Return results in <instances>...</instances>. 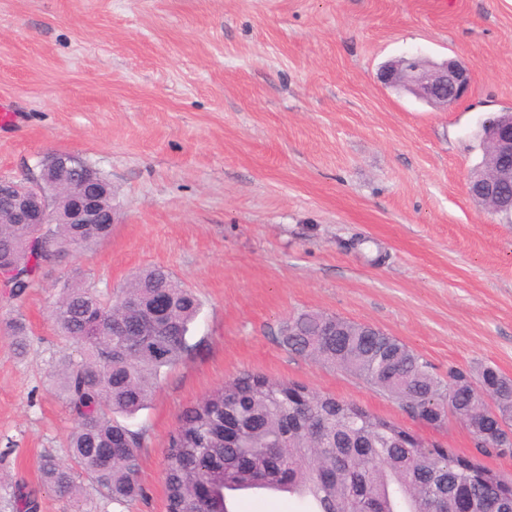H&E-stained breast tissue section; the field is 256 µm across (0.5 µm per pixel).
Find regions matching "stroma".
Here are the masks:
<instances>
[{"mask_svg":"<svg viewBox=\"0 0 512 512\" xmlns=\"http://www.w3.org/2000/svg\"><path fill=\"white\" fill-rule=\"evenodd\" d=\"M416 54L472 68L440 110L383 87ZM0 176L70 152L112 185L111 235L66 255L20 298L24 355L0 337V512H76L38 462L73 425L52 378L67 346L57 280L106 290L170 269L201 303L194 351L129 423L147 433L144 498L166 512L164 449L180 414L243 371L309 385L457 454L470 432L413 418L353 374L299 357L279 327L303 311L373 325L449 368L512 378V221L468 178L483 123L512 109V0H0Z\"/></svg>","mask_w":512,"mask_h":512,"instance_id":"35a3bbf8","label":"stroma"}]
</instances>
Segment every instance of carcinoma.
<instances>
[{
    "mask_svg": "<svg viewBox=\"0 0 512 512\" xmlns=\"http://www.w3.org/2000/svg\"><path fill=\"white\" fill-rule=\"evenodd\" d=\"M112 231L110 224L0 223V270L16 297L62 253L81 250ZM201 304L164 266L145 269L115 290L100 291L76 272L60 281L52 316L72 350L56 375L73 417L68 462L51 455L38 465L41 482L77 502L78 512H102L82 497L88 479L107 505L126 507L144 494L138 481L144 432L120 422L152 399L166 369L190 351V328ZM17 353L29 334L19 318L0 323ZM290 352L341 368L392 396L408 414L434 427L453 411L479 438L501 437L512 424V379L490 367L479 381L497 404L492 413L471 375L448 369V379L395 337L352 321L305 311L283 323ZM241 435L224 437V417ZM166 512H232L235 492L267 489L297 495L312 512H512V480L476 457L425 444L411 431L364 407L310 387L242 372L202 396L169 433ZM247 455L244 469L239 459ZM106 458L108 465L96 467ZM208 482L217 494L198 499Z\"/></svg>",
    "mask_w": 512,
    "mask_h": 512,
    "instance_id": "obj_1",
    "label": "carcinoma"
}]
</instances>
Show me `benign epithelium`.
I'll return each mask as SVG.
<instances>
[{
    "instance_id": "benign-epithelium-1",
    "label": "benign epithelium",
    "mask_w": 512,
    "mask_h": 512,
    "mask_svg": "<svg viewBox=\"0 0 512 512\" xmlns=\"http://www.w3.org/2000/svg\"><path fill=\"white\" fill-rule=\"evenodd\" d=\"M471 69L455 60L441 64L427 59L400 57L384 65L379 81L390 88L405 91L436 108H448L465 98L471 87ZM483 139L495 155V166L483 175L470 177L469 194L482 206L496 214L500 189L512 185V110L492 118L483 129ZM46 168H57L74 175L78 186L68 188L65 219L70 224H113L116 212L103 214L100 203L91 199L95 168L72 153H53L42 161ZM10 201V214L15 224H54L60 213L50 203L42 178L30 176L26 182L0 178V196Z\"/></svg>"
}]
</instances>
